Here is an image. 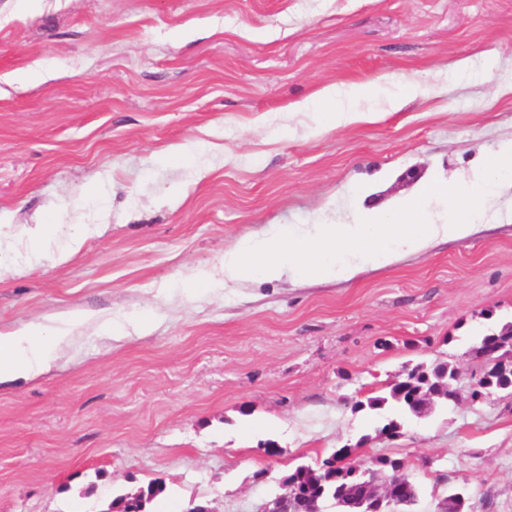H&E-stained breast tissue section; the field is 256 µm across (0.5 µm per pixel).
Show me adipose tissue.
Returning <instances> with one entry per match:
<instances>
[{"label": "adipose tissue", "mask_w": 512, "mask_h": 512, "mask_svg": "<svg viewBox=\"0 0 512 512\" xmlns=\"http://www.w3.org/2000/svg\"><path fill=\"white\" fill-rule=\"evenodd\" d=\"M365 92L353 86L328 85L317 91L312 99L293 104L296 112L310 111L312 104H319L324 122L323 129L331 130L357 121H372L376 115L357 108V101ZM67 238L66 247L59 260L79 252L87 239L88 231L82 224H36L26 228L31 246L56 234ZM155 326L151 316L138 315L115 319L100 313L72 310L53 317L51 322H29L8 332L0 331V383L19 377L34 378L48 371L61 358L63 352L73 349L86 331L109 338L112 336H146Z\"/></svg>", "instance_id": "1"}]
</instances>
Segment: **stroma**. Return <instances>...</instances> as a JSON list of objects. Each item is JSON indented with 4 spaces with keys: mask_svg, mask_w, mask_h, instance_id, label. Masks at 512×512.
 Instances as JSON below:
<instances>
[{
    "mask_svg": "<svg viewBox=\"0 0 512 512\" xmlns=\"http://www.w3.org/2000/svg\"><path fill=\"white\" fill-rule=\"evenodd\" d=\"M488 48L494 68L448 77ZM36 63L41 80L2 83ZM379 75L387 94L427 92L318 134L291 111ZM510 85L512 0H0V212L102 227L61 264L63 237L37 260L16 241L0 330L71 309L156 318L0 384V512H114L154 481L150 512H261L288 471L365 434L356 464H410L419 497L402 512H437L456 487L462 512H512V397L468 390L476 333L512 322L508 201L495 228L349 282L162 294L244 236L349 224L469 173L512 136ZM417 363L453 366L457 402L377 436L353 403ZM497 57L498 53L496 49H487L481 52L476 58L465 57L448 62L446 70L448 71V74L455 75L460 72L472 70L477 62H480L484 66H491L496 62Z\"/></svg>",
    "mask_w": 512,
    "mask_h": 512,
    "instance_id": "stroma-1",
    "label": "stroma"
}]
</instances>
